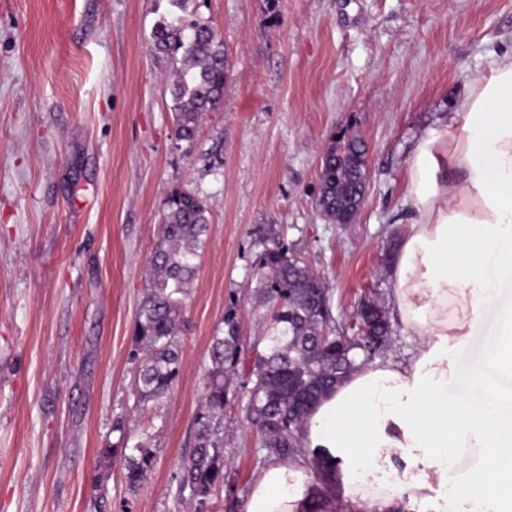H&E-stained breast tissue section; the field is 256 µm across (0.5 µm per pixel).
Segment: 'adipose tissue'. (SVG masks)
<instances>
[{
	"label": "adipose tissue",
	"mask_w": 512,
	"mask_h": 512,
	"mask_svg": "<svg viewBox=\"0 0 512 512\" xmlns=\"http://www.w3.org/2000/svg\"><path fill=\"white\" fill-rule=\"evenodd\" d=\"M468 87L405 174L393 296L418 347L404 362L363 364L321 400L303 450L255 473L244 512H320L337 496L351 512H512V390L486 376H512L511 308L472 373L481 400L448 390L496 281L512 282V52Z\"/></svg>",
	"instance_id": "ef3b65f1"
}]
</instances>
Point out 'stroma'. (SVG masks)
I'll return each mask as SVG.
<instances>
[{"mask_svg": "<svg viewBox=\"0 0 512 512\" xmlns=\"http://www.w3.org/2000/svg\"><path fill=\"white\" fill-rule=\"evenodd\" d=\"M210 24L230 71L193 142L173 133L181 54L155 52L173 14ZM512 51V0H0V512H186L209 346L227 309L242 362L269 323L257 241L276 231L328 284L340 328L361 302L393 311L406 227L404 176L466 78ZM367 147L353 223L316 205L319 165ZM185 187L210 231L185 298L179 375L136 409L133 324L167 194ZM497 288L465 348L458 385L499 331ZM153 452L138 491L123 479L115 420ZM111 449L103 457V449ZM240 406L224 409V487L204 512H244L265 463Z\"/></svg>", "mask_w": 512, "mask_h": 512, "instance_id": "1", "label": "stroma"}]
</instances>
